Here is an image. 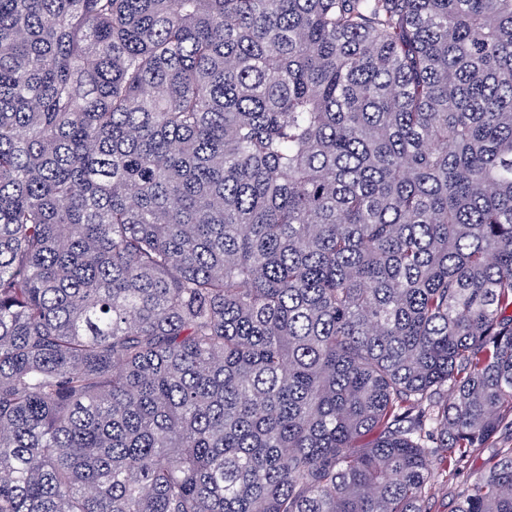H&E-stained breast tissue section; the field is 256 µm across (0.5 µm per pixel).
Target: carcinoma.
<instances>
[{"mask_svg": "<svg viewBox=\"0 0 512 512\" xmlns=\"http://www.w3.org/2000/svg\"><path fill=\"white\" fill-rule=\"evenodd\" d=\"M502 429L512 0H0V512H426Z\"/></svg>", "mask_w": 512, "mask_h": 512, "instance_id": "cac0c4a2", "label": "carcinoma"}]
</instances>
